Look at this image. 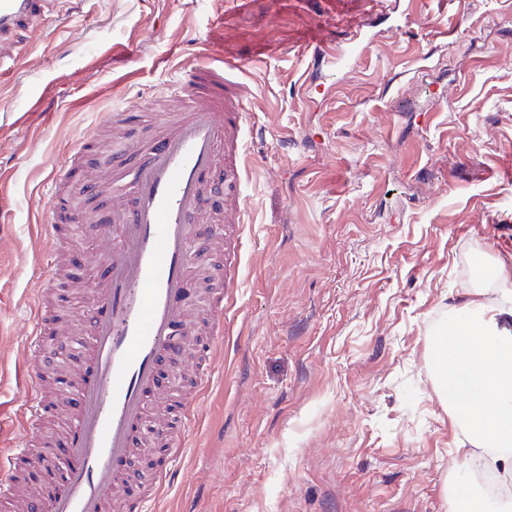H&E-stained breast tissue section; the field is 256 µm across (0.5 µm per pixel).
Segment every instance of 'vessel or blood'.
<instances>
[{
    "mask_svg": "<svg viewBox=\"0 0 512 512\" xmlns=\"http://www.w3.org/2000/svg\"><path fill=\"white\" fill-rule=\"evenodd\" d=\"M48 2L0 0V63L20 33L36 32ZM345 25L343 47H330L317 33L304 40L305 52L353 68L372 36L356 18H346ZM245 73L241 63L220 56L181 64L165 94L171 112L149 140L132 144L124 159L108 161L100 172L80 179L71 164L52 170L56 187L88 200L111 197L112 206L97 224L73 208L64 222L40 227L60 250L69 246L62 235L65 222L80 225L87 240L104 241L105 248L83 271L84 283L95 294L81 316L84 365L57 375L47 397L39 392L43 372L32 368L18 395L42 422L66 410L61 437L54 447L41 448L40 462L27 469L21 466L25 448L0 452V491L19 497L24 512H113L119 501L127 512H148L173 484L211 380L215 352L224 342V317L237 303L241 239L233 222L224 227L221 278L209 291L210 335L186 344L189 269L210 245L211 201L220 194L211 175L223 168L225 184L238 188L249 178L246 114L239 97ZM44 316L33 307L27 337L37 353L70 339L65 329L47 335ZM177 358L194 373V394L162 413L155 403L165 387L162 369ZM146 424L166 450L163 459L138 445ZM58 447L74 460L62 475L51 467Z\"/></svg>",
    "mask_w": 512,
    "mask_h": 512,
    "instance_id": "1",
    "label": "vessel or blood"
}]
</instances>
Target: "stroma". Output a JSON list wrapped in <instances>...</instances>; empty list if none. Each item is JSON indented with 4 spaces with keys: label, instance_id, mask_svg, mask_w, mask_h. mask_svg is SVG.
Instances as JSON below:
<instances>
[{
    "label": "stroma",
    "instance_id": "35a3bbf8",
    "mask_svg": "<svg viewBox=\"0 0 512 512\" xmlns=\"http://www.w3.org/2000/svg\"><path fill=\"white\" fill-rule=\"evenodd\" d=\"M335 6L56 0L43 39H21L0 87V448L30 426L13 400L33 294L69 286L75 330L93 300L40 277L53 166L78 151L98 169L119 104L122 135L149 139L175 67L205 60L218 26L247 62L237 305L154 512H454L447 489L481 451L430 347L472 301L512 307V0H346L375 36L351 70L299 51L318 31L342 44Z\"/></svg>",
    "mask_w": 512,
    "mask_h": 512
}]
</instances>
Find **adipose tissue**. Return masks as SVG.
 <instances>
[{"instance_id": "obj_1", "label": "adipose tissue", "mask_w": 512, "mask_h": 512, "mask_svg": "<svg viewBox=\"0 0 512 512\" xmlns=\"http://www.w3.org/2000/svg\"><path fill=\"white\" fill-rule=\"evenodd\" d=\"M478 325L433 342L441 390L460 411L470 442L495 448L494 463L512 474V332L501 329L494 308L473 304Z\"/></svg>"}]
</instances>
